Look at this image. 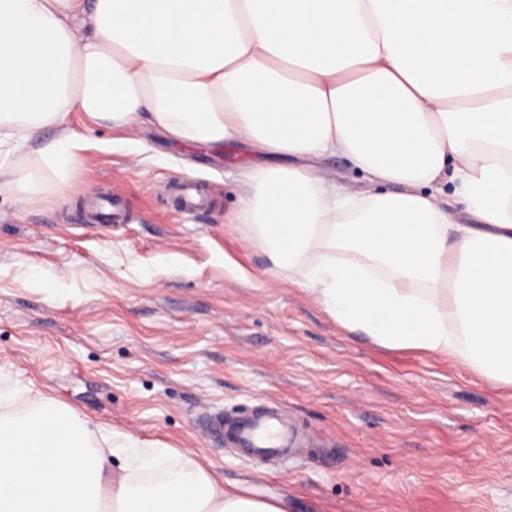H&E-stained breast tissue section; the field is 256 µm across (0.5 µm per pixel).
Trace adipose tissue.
<instances>
[{
  "mask_svg": "<svg viewBox=\"0 0 512 512\" xmlns=\"http://www.w3.org/2000/svg\"><path fill=\"white\" fill-rule=\"evenodd\" d=\"M73 112L266 156L234 221L273 270L348 331L512 386V0H0V157L65 188ZM12 399L0 512H288Z\"/></svg>",
  "mask_w": 512,
  "mask_h": 512,
  "instance_id": "obj_1",
  "label": "adipose tissue"
}]
</instances>
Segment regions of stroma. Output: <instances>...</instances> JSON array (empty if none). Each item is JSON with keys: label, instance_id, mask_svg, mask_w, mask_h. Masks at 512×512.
<instances>
[{"label": "stroma", "instance_id": "obj_1", "mask_svg": "<svg viewBox=\"0 0 512 512\" xmlns=\"http://www.w3.org/2000/svg\"><path fill=\"white\" fill-rule=\"evenodd\" d=\"M83 148L65 192L27 208L0 180V379L12 412L51 400L195 460L297 512H512V387L336 324L229 223L244 148L200 151L72 113ZM208 199L184 216L163 188ZM116 196L122 224H98ZM264 403L319 442L262 463L198 437L197 406Z\"/></svg>", "mask_w": 512, "mask_h": 512}]
</instances>
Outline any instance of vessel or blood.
Listing matches in <instances>:
<instances>
[{"mask_svg": "<svg viewBox=\"0 0 512 512\" xmlns=\"http://www.w3.org/2000/svg\"><path fill=\"white\" fill-rule=\"evenodd\" d=\"M175 194L184 214H194L206 205L205 197L193 181L181 183ZM200 436L206 442L225 441L244 449L249 458L257 461L289 457L294 448L292 432L273 411L245 410L235 414L229 423L225 422L223 412H207Z\"/></svg>", "mask_w": 512, "mask_h": 512, "instance_id": "b4317fda", "label": "vessel or blood"}]
</instances>
